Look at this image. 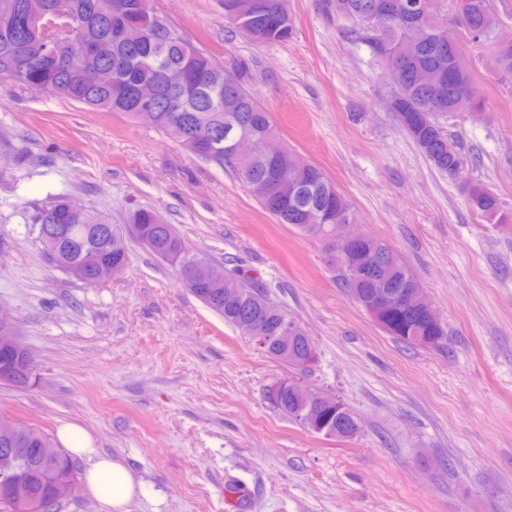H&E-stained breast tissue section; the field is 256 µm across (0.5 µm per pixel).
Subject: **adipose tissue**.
<instances>
[{"label": "adipose tissue", "mask_w": 512, "mask_h": 512, "mask_svg": "<svg viewBox=\"0 0 512 512\" xmlns=\"http://www.w3.org/2000/svg\"><path fill=\"white\" fill-rule=\"evenodd\" d=\"M59 439L69 453L87 459L85 486L108 512H129V504L143 492V483L135 473L121 460L94 448L91 436L80 426H63Z\"/></svg>", "instance_id": "adipose-tissue-1"}]
</instances>
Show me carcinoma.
Here are the masks:
<instances>
[{
    "mask_svg": "<svg viewBox=\"0 0 512 512\" xmlns=\"http://www.w3.org/2000/svg\"><path fill=\"white\" fill-rule=\"evenodd\" d=\"M28 0H0V15L15 14L10 24L0 22V71L9 72L15 83L31 91H51L57 96L77 102L98 112H121L135 118V92L151 86L158 92L156 112L150 126L177 141L184 149L220 169L237 173L259 205L280 224H291L300 231L324 235L327 216H342L350 222L356 214L344 195L329 182L323 171L311 165L300 172L299 179H290L294 152H285L274 160L254 153L237 157L232 149L203 154L198 136L224 138V127L233 117L249 129L253 143L274 131L270 113L260 106L238 78L233 85L224 84V65L211 54L197 48L160 20L150 7V0H41L47 11H62L74 22L75 34L65 41L53 61L45 59L39 48L40 31L26 23ZM375 0H325L326 12L336 18L343 36L365 43L382 65H392L387 73L392 86L391 107L400 124L422 154L434 166L450 176L463 167V154L457 142L440 124L439 119L457 112L482 109V101L470 96L473 75L462 63L460 43L442 45L448 33L433 28L436 17L448 19V0H397L401 4L417 3L402 25L391 17L373 11ZM224 16L246 39L257 43L288 40L293 33L288 0H224ZM512 16V0H459L455 22L474 41H488L494 62L506 76L512 77V40L494 38L502 17ZM105 41L107 55H95L92 47ZM459 64L453 83L438 92L429 87L425 73L437 66ZM117 70L118 81L101 84L95 79L100 70ZM184 71V83L174 88L167 82L168 71ZM471 207L492 219L500 210L498 197L476 184L467 187ZM133 218L153 239L151 253L177 261L180 276L191 274L204 260L188 256L183 240L172 225L156 222L151 209H138ZM33 223L58 229L67 234L56 243L41 240L49 258H58L56 266L63 269L69 262L86 267L84 283L95 286L102 282L101 271L108 265L127 259L124 234L120 227L104 234L101 216L72 205L65 195L35 209ZM384 252L385 260L374 273L354 279L350 269L356 260L368 253ZM339 285L359 304L382 292L397 293L420 285L412 269L403 262L384 240L369 236L352 248L338 253L329 263ZM189 290L224 322L246 334L254 320L263 322L268 335H283V325L293 327L294 339L283 350L273 342L266 355L295 368H304L315 345L305 330L281 310L266 308L265 289L253 282L230 276L224 279V294L218 296L197 276ZM386 331L414 345L416 337L424 336L428 346H440L445 328L436 329L422 315L396 304L385 310ZM34 365L22 356L0 349V372L13 376L23 384L30 380ZM267 399L282 413L296 421L311 407L309 398L293 380L277 381L267 389ZM320 433L329 438L351 439L360 425L343 402L336 408L318 407ZM22 449L21 467L28 470L23 489L0 476V497L13 499L11 512H51L62 497L49 490L42 479L41 449L54 448L56 443L42 430L17 424L14 440L0 448ZM60 483L76 477L68 455L63 450L53 459Z\"/></svg>",
    "mask_w": 512,
    "mask_h": 512,
    "instance_id": "1",
    "label": "carcinoma"
}]
</instances>
